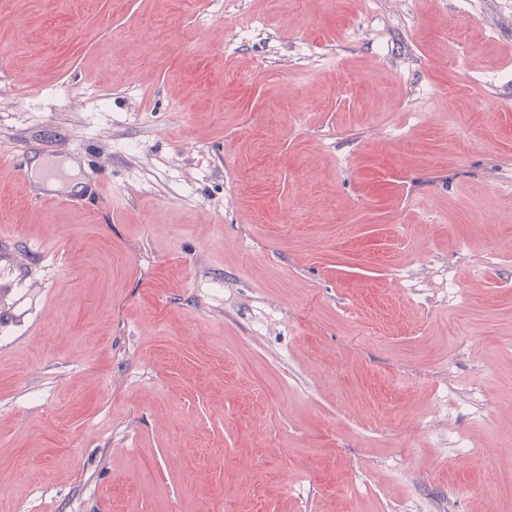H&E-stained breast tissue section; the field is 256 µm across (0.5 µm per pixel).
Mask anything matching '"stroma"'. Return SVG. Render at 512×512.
<instances>
[{
    "mask_svg": "<svg viewBox=\"0 0 512 512\" xmlns=\"http://www.w3.org/2000/svg\"><path fill=\"white\" fill-rule=\"evenodd\" d=\"M0 512H512V0H0Z\"/></svg>",
    "mask_w": 512,
    "mask_h": 512,
    "instance_id": "35a3bbf8",
    "label": "stroma"
}]
</instances>
